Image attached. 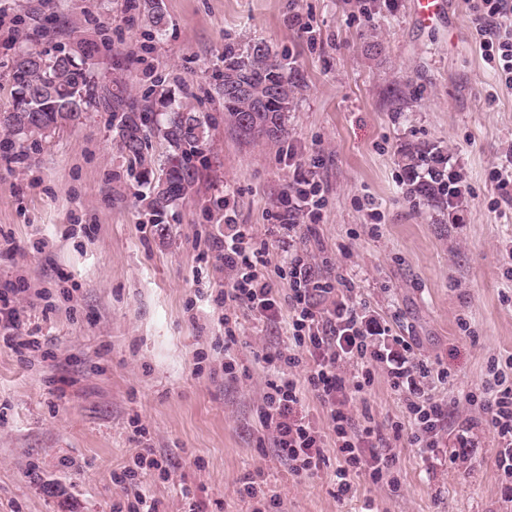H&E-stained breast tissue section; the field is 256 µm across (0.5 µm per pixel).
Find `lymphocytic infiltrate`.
Masks as SVG:
<instances>
[{"label":"lymphocytic infiltrate","instance_id":"f902f5d3","mask_svg":"<svg viewBox=\"0 0 512 512\" xmlns=\"http://www.w3.org/2000/svg\"><path fill=\"white\" fill-rule=\"evenodd\" d=\"M472 22L483 39L488 62L494 64L506 88L512 89V0H479L473 8ZM224 222L228 226L223 245L224 270L231 278L230 288L224 291L225 302L247 310L256 320H275V288L250 246L251 227L235 223L229 214ZM309 298L306 280L296 281L288 348L262 356L274 372L266 383L262 422L290 472L298 477L313 476L325 462V435L299 409L305 395L315 396L326 407L336 437L338 494L343 497L351 489L353 474L365 470L377 481L390 463L371 420L355 421L348 409L349 392L360 393L370 385L375 364L387 366L394 388L407 389L406 405L416 426L412 441L419 447L435 448L431 435L447 422L448 405L429 398L415 383V375H427V365L411 362L404 355L391 356L378 348L368 323L354 308L338 307L325 319L313 309ZM299 366L307 369L301 385L287 375L289 369ZM349 367L354 370L350 376L345 373ZM482 398L498 439V463L505 473L512 474V386L494 381L484 386Z\"/></svg>","mask_w":512,"mask_h":512}]
</instances>
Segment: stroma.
Instances as JSON below:
<instances>
[{
  "label": "stroma",
  "mask_w": 512,
  "mask_h": 512,
  "mask_svg": "<svg viewBox=\"0 0 512 512\" xmlns=\"http://www.w3.org/2000/svg\"><path fill=\"white\" fill-rule=\"evenodd\" d=\"M446 2L426 25L416 0H162L158 39L128 0H0L14 46L96 43L97 81L122 77L138 98L159 76L208 117L198 192L160 230L109 113L27 154L0 150V292L17 293L20 334L40 342L0 348V512H112L131 496L112 472L144 444L168 469L142 482L162 512H251L250 482L278 496L276 512H512L473 401L495 370L512 382V204L493 177L508 168L512 90L484 60L469 0ZM252 41L302 84L278 144L240 143L213 97L225 43ZM418 140L466 176L453 214L404 193L398 152ZM304 175L322 188L321 220L289 230L288 189ZM228 206L251 225L279 306L268 323L238 311L229 348L216 303ZM297 255L330 287L312 293L316 311L353 307L379 327L377 346L429 367L420 384L451 411L437 448H416L405 396L378 367L350 411L371 416L392 460L382 483L355 476L343 498L334 446L317 474L294 477L260 420V357L288 346Z\"/></svg>",
  "instance_id": "35a3bbf8"
}]
</instances>
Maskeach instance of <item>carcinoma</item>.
Segmentation results:
<instances>
[{
	"label": "carcinoma",
	"mask_w": 512,
	"mask_h": 512,
	"mask_svg": "<svg viewBox=\"0 0 512 512\" xmlns=\"http://www.w3.org/2000/svg\"><path fill=\"white\" fill-rule=\"evenodd\" d=\"M153 33L162 36L168 24L160 0H141ZM95 50L80 55L64 49L53 53L19 49L9 69L19 112H1L0 130L20 149L38 147L57 129L80 122L88 109L108 112L112 131L138 183L149 188L148 205L156 215L166 213L196 186L202 157L205 122L199 113L176 104L171 96L147 89L143 100L155 99L159 112L145 109L121 81L95 80ZM300 85L263 42L224 45V69L214 87L224 103V121L236 138L250 144L278 142L288 135V112ZM167 148L159 173L149 155L151 138ZM406 196L429 210L443 213L457 205L464 177L448 152L429 141L410 142L399 150Z\"/></svg>",
	"instance_id": "1"
}]
</instances>
